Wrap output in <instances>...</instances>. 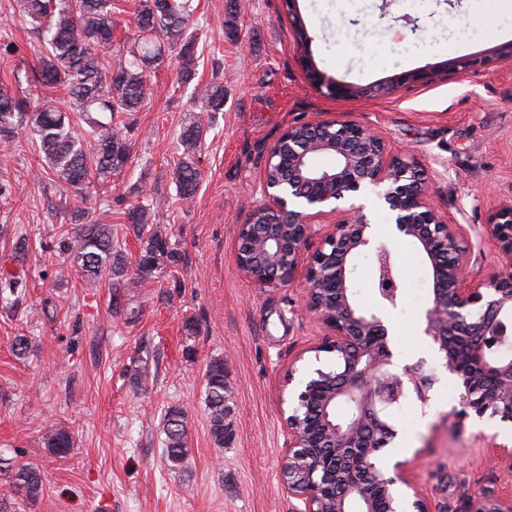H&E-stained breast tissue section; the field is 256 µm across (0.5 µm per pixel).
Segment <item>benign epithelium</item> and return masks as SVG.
Segmentation results:
<instances>
[{"label":"benign epithelium","mask_w":512,"mask_h":512,"mask_svg":"<svg viewBox=\"0 0 512 512\" xmlns=\"http://www.w3.org/2000/svg\"><path fill=\"white\" fill-rule=\"evenodd\" d=\"M308 77L332 95H359L355 87H336L311 65ZM320 154L333 156L334 165L315 167ZM273 166L280 177L263 175L265 202L235 225L233 260L257 288L289 286L303 277L305 306L325 328L321 342L289 364L281 389L287 447L279 473L288 496L300 502L294 512H432L411 484L408 461L390 465L383 453L398 436L395 409L411 400L426 403L435 377L422 359L395 369L385 317L355 301L353 261L371 244L364 206L341 210L309 257L307 243L325 207L336 211L341 201L375 192L399 235L427 265L432 289L423 333L460 387L455 417L512 423V356L487 353L488 337L512 333V198L483 225L505 266L478 280L471 275L466 230L433 199L435 176L415 155L393 152L376 128L343 116L290 126L267 148L264 171ZM370 279L380 302L396 306L402 283L383 245L375 248ZM339 406L346 408L341 417ZM487 450L512 468L511 447L492 441ZM462 512H512V496L482 492Z\"/></svg>","instance_id":"1"}]
</instances>
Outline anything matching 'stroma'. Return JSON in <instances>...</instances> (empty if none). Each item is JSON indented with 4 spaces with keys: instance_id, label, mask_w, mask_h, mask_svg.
Instances as JSON below:
<instances>
[{
    "instance_id": "35a3bbf8",
    "label": "stroma",
    "mask_w": 512,
    "mask_h": 512,
    "mask_svg": "<svg viewBox=\"0 0 512 512\" xmlns=\"http://www.w3.org/2000/svg\"><path fill=\"white\" fill-rule=\"evenodd\" d=\"M197 61L184 80L176 56L150 77L152 94L123 116L131 152L111 191L91 192L90 221L111 225L129 255L139 242L125 210L150 199L151 223L166 228L181 252L178 265L126 290L121 304L135 321L113 314L109 283L81 286L55 250L65 219L64 190L41 180L31 132L10 142L0 161V268L22 276L17 305L0 307V499L10 498L12 471L37 465L43 491L17 512H292L279 478L286 436L279 397L289 362L323 333L301 303V282L257 288L238 272L234 227L263 204L266 148L288 126L339 113L382 131L392 150L412 151L439 172L436 199L465 227L473 272L484 277L501 264L490 238L478 232L500 200L512 197V8L503 0H193ZM309 36L296 45V26ZM18 56L0 57V82L18 60L36 66L41 45L15 0H0V43ZM488 58L463 71L468 56ZM336 84L367 89L362 98L331 96L309 81L305 61ZM435 71L431 83L396 84L408 72ZM395 82L387 96L377 85ZM224 87L194 161L200 173L191 204L175 199L171 180L180 157L177 135L201 85ZM371 248L357 258L356 301L385 312L395 335L396 363L425 358L437 381L427 405L398 413V459L433 512H461L483 491L512 493V471L491 469L490 438L512 441L497 421H458L446 391L456 381L423 335L431 281L408 241L393 236L391 216L366 209ZM26 238L25 262L12 243ZM392 249L403 295L382 308L368 277L373 249ZM196 335H186L185 321ZM31 339L28 355L13 353L15 336ZM224 361L233 401V437L217 447L205 410L206 367ZM148 375L135 382L140 367ZM186 415L189 454L181 468L166 460L162 419L168 407ZM66 428L75 441L66 455L45 445Z\"/></svg>"
}]
</instances>
